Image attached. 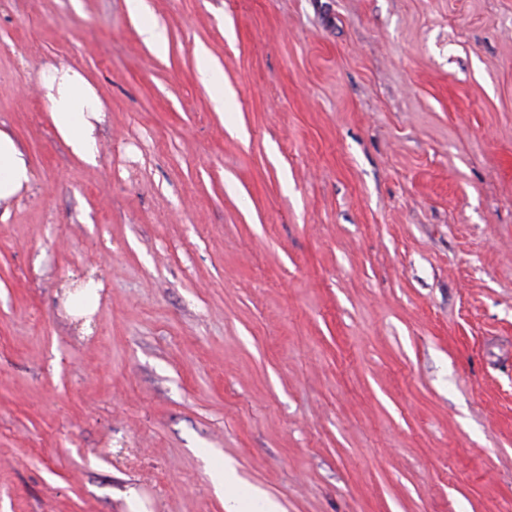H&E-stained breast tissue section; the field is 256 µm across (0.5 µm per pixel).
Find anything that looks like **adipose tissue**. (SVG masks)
Wrapping results in <instances>:
<instances>
[{
	"label": "adipose tissue",
	"mask_w": 512,
	"mask_h": 512,
	"mask_svg": "<svg viewBox=\"0 0 512 512\" xmlns=\"http://www.w3.org/2000/svg\"><path fill=\"white\" fill-rule=\"evenodd\" d=\"M40 82L59 138L75 158L97 165V126L103 121L105 107L91 82L69 66L45 68ZM31 179L30 164L16 139L0 129V204L20 196ZM211 477L216 491L224 497L226 512H284L283 507L258 491L242 493L226 470H213Z\"/></svg>",
	"instance_id": "obj_1"
}]
</instances>
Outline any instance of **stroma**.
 Segmentation results:
<instances>
[{
  "label": "stroma",
  "mask_w": 512,
  "mask_h": 512,
  "mask_svg": "<svg viewBox=\"0 0 512 512\" xmlns=\"http://www.w3.org/2000/svg\"><path fill=\"white\" fill-rule=\"evenodd\" d=\"M145 6L0 0V512H512V0ZM128 7L133 16L140 20V26L142 33L145 35L146 41H148L159 53L166 51V40L161 31L158 30L155 22L147 16L144 9L143 1L140 0H129ZM196 55L200 81L210 91L215 109L219 112L231 109L234 105V96L229 92H224L221 69L212 63L208 53L203 48L197 50ZM40 82L59 138L75 158L97 165V125L103 122L105 107L91 82L69 66L45 68ZM30 164L16 139L0 129V204H8L28 189ZM216 491L224 496V509L227 512H284L278 503L262 493L251 490L242 493L226 469H215L211 473Z\"/></svg>",
  "instance_id": "stroma-1"
}]
</instances>
